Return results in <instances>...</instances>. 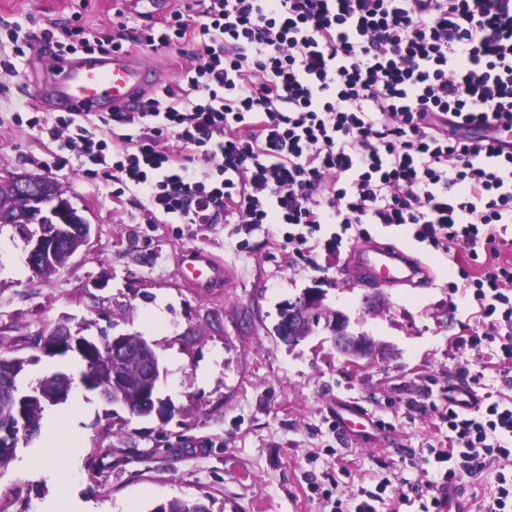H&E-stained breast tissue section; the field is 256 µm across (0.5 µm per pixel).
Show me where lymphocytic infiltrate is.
I'll return each instance as SVG.
<instances>
[{
	"label": "lymphocytic infiltrate",
	"instance_id": "lymphocytic-infiltrate-1",
	"mask_svg": "<svg viewBox=\"0 0 512 512\" xmlns=\"http://www.w3.org/2000/svg\"><path fill=\"white\" fill-rule=\"evenodd\" d=\"M36 39L56 66L180 51L176 78L136 108L69 111L49 130L115 183V213L136 191L147 223L288 224L299 247L325 224L351 241L370 224L410 225L472 291L477 329L460 350L492 345L512 374V152L469 130L512 123V0H174L149 24L119 8L22 42ZM432 410L433 438L377 458L374 488L346 463L311 491L329 512H435L442 489L489 473L480 512H512V395ZM397 463L416 479L391 481Z\"/></svg>",
	"mask_w": 512,
	"mask_h": 512
}]
</instances>
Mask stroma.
<instances>
[{
	"mask_svg": "<svg viewBox=\"0 0 512 512\" xmlns=\"http://www.w3.org/2000/svg\"><path fill=\"white\" fill-rule=\"evenodd\" d=\"M116 0H0V176L33 174L55 181L92 227L87 251L51 276L25 264L19 230L0 224V355L27 359L30 384L63 372L69 395L45 421L79 411L82 465L67 484H52L65 450L38 434L19 446L16 464L0 470V512H45L52 499L75 490L112 512H149L173 497L200 500L209 512H325L309 490L311 477L355 462L359 481L376 475V457L388 453L374 428L355 445L330 431L337 399L350 400L394 426L398 445L421 447L431 430L430 404L444 387L467 383L468 371L488 365V351L461 360L459 338L472 321L452 258L415 242L409 227L368 225L373 241L404 247L431 271L428 284L379 288L342 282L347 252L324 242L335 225L296 253L280 224H149L146 201L136 197L122 222L112 218L111 182L84 174L72 153L57 151L48 130L62 106L36 91L47 74L40 44L13 52L14 29L41 31L82 12L89 26L110 21ZM39 116L41 125L28 121ZM203 250L227 267L228 287L198 295L182 279L181 259ZM326 295L354 333L391 345L395 356L357 367L313 336L297 344L276 332L283 302L307 289ZM383 295L372 313L363 299ZM100 343L136 334L154 348L160 367L157 395L167 418L138 417L80 379L77 354L47 357L38 336L58 322Z\"/></svg>",
	"mask_w": 512,
	"mask_h": 512,
	"instance_id": "35a3bbf8",
	"label": "stroma"
}]
</instances>
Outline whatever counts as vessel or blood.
Returning a JSON list of instances; mask_svg holds the SVG:
<instances>
[{"label":"vessel or blood","mask_w":512,"mask_h":512,"mask_svg":"<svg viewBox=\"0 0 512 512\" xmlns=\"http://www.w3.org/2000/svg\"><path fill=\"white\" fill-rule=\"evenodd\" d=\"M154 70L143 61L124 54L109 56L87 54L65 62L63 74L42 84L40 91L48 99L79 112H103L131 104L136 95L154 81ZM182 277L191 288H214L229 277L226 268L204 252L187 253L181 262ZM426 266L393 244L358 241L344 269L348 283L370 281L380 286H414L428 279ZM336 422L347 435H365L371 414L359 407L339 402ZM439 512H471L463 492L449 487L440 493Z\"/></svg>","instance_id":"vessel-or-blood-1"}]
</instances>
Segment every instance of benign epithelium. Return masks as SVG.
<instances>
[{"instance_id": "7a95c632", "label": "benign epithelium", "mask_w": 512, "mask_h": 512, "mask_svg": "<svg viewBox=\"0 0 512 512\" xmlns=\"http://www.w3.org/2000/svg\"><path fill=\"white\" fill-rule=\"evenodd\" d=\"M0 184L11 188L16 194L30 200L31 211L36 218L29 221L24 217L15 220L14 226L22 232L28 247L26 263L36 274L53 268L62 259H71L90 242V224L84 217L77 219L78 213L64 193L57 189L54 196H47L46 184L42 178L31 175H12L0 178ZM324 307V293L316 288L306 290L302 296L286 306V312L278 323L279 335L288 343L296 344L315 333V315ZM347 316L340 310H333L328 327L330 339L346 361L358 365L375 360L390 358L387 347L365 335H354L349 330ZM82 350L85 343L77 337H71L57 325L47 332L39 344L45 355L68 348ZM110 353L106 356L108 366H121L129 357L140 358L143 367L142 391L150 396L158 375V363L153 357H144L139 350L126 347L122 337L114 336L110 340Z\"/></svg>"}]
</instances>
